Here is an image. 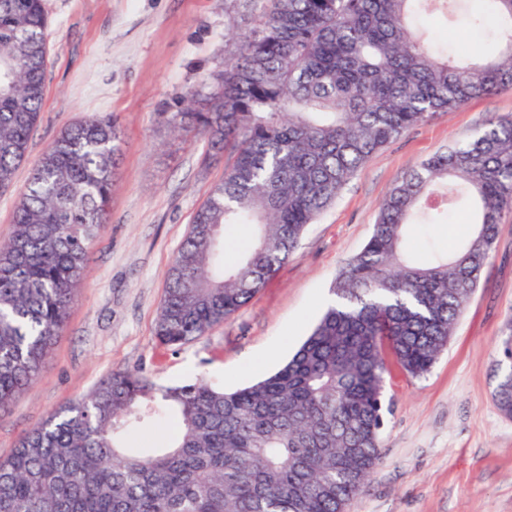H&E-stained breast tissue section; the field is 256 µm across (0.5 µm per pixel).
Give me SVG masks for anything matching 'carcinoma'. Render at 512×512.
Returning <instances> with one entry per match:
<instances>
[{
	"mask_svg": "<svg viewBox=\"0 0 512 512\" xmlns=\"http://www.w3.org/2000/svg\"><path fill=\"white\" fill-rule=\"evenodd\" d=\"M254 25L238 31V2ZM233 52L198 112L168 124L232 163L175 254L155 324L181 347L239 311L292 257L306 227L377 150L438 112L512 89V0H484L456 56L433 47L422 14L469 0H229ZM43 0H0V192L26 157L45 100ZM498 50L482 57L486 27ZM120 126L72 124L34 166L9 239L0 242V407L39 379L106 223ZM469 206L473 234L448 253L411 255L410 231ZM512 210V117L414 168L386 195L336 297L273 374L231 392L204 380L161 385L115 371L55 410L0 459V512H345L380 461L388 362L422 377L447 348ZM253 229L234 260L224 231ZM509 367L494 401L512 417ZM168 410L177 435L143 455L132 432Z\"/></svg>",
	"mask_w": 512,
	"mask_h": 512,
	"instance_id": "1",
	"label": "carcinoma"
}]
</instances>
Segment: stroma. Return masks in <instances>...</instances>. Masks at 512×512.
<instances>
[{
  "instance_id": "1",
  "label": "stroma",
  "mask_w": 512,
  "mask_h": 512,
  "mask_svg": "<svg viewBox=\"0 0 512 512\" xmlns=\"http://www.w3.org/2000/svg\"><path fill=\"white\" fill-rule=\"evenodd\" d=\"M227 0H45L46 96L25 161L0 193L7 238L29 173L67 126L100 114L120 121L119 169L108 220L91 245L87 277L41 377L0 410V459L59 407L116 370L163 384L204 379L234 390L287 360L328 305L330 286L366 244L378 206L421 161L471 139L491 116H512V90L470 100L411 128L373 154L307 226L293 256L246 306L178 348L154 336L168 271L192 218L231 157L204 165L203 137L164 122L185 92L221 73L231 48ZM463 215L420 227L417 257L470 232ZM512 316V212L478 288L431 372L392 370L381 461L347 512H512V418L493 400L499 336ZM269 358L253 366L256 355Z\"/></svg>"
}]
</instances>
